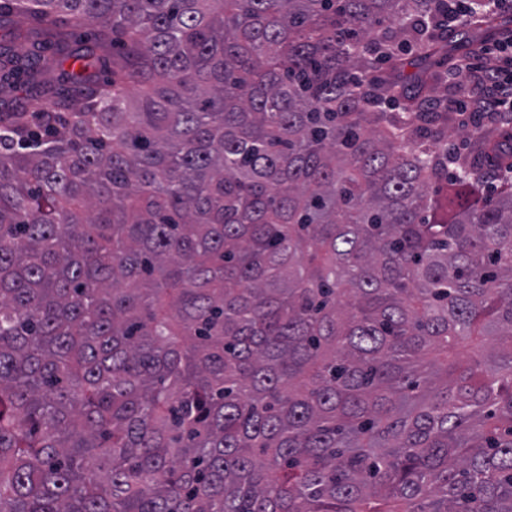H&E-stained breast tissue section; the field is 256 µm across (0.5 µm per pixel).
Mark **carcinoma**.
<instances>
[{
  "label": "carcinoma",
  "mask_w": 512,
  "mask_h": 512,
  "mask_svg": "<svg viewBox=\"0 0 512 512\" xmlns=\"http://www.w3.org/2000/svg\"><path fill=\"white\" fill-rule=\"evenodd\" d=\"M448 8L0 0V512H512V131L448 153Z\"/></svg>",
  "instance_id": "obj_1"
}]
</instances>
